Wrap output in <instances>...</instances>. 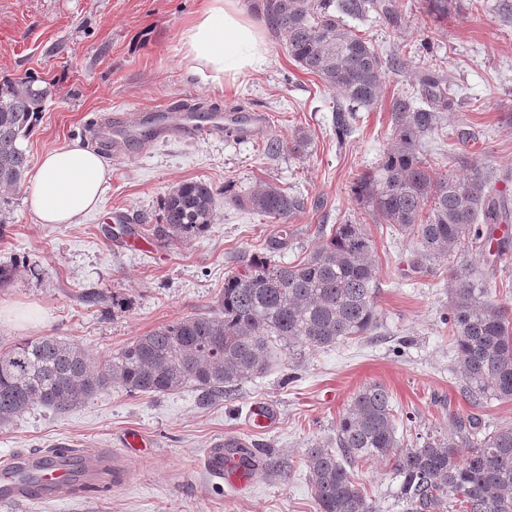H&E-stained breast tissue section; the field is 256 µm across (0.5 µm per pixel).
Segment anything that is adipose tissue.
<instances>
[{
	"instance_id": "ef3b65f1",
	"label": "adipose tissue",
	"mask_w": 512,
	"mask_h": 512,
	"mask_svg": "<svg viewBox=\"0 0 512 512\" xmlns=\"http://www.w3.org/2000/svg\"><path fill=\"white\" fill-rule=\"evenodd\" d=\"M185 59L211 82L258 71L269 49L255 24L234 0H208L207 6L181 33ZM107 166L98 153L72 144L47 152L28 194V204L43 224H74L97 209Z\"/></svg>"
}]
</instances>
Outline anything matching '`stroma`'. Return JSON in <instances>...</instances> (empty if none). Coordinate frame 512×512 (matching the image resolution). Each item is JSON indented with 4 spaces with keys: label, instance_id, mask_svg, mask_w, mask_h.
<instances>
[{
    "label": "stroma",
    "instance_id": "1",
    "mask_svg": "<svg viewBox=\"0 0 512 512\" xmlns=\"http://www.w3.org/2000/svg\"><path fill=\"white\" fill-rule=\"evenodd\" d=\"M397 21L372 14L352 21L383 55L401 53L402 70L387 73L377 105L362 111L358 130L338 143L331 115L341 97L302 71L272 32L268 61L258 72L221 85L194 73L180 35L205 0H0V78L30 74L56 85L26 140L31 162L53 149L89 145L96 116L127 113L150 125L175 103L192 112H260L255 135H172L151 146L128 142L122 160L104 155L112 171L96 211L76 224L40 223L24 202L27 185L0 188V263L17 264L0 287V340L63 336L95 361L160 326L216 309L229 271L244 270L253 254L268 252L283 234V261L305 256L320 242L319 227L360 219L350 192L353 174L372 169L391 144L390 101L419 90L416 50L429 32L442 40L432 52L470 137L450 143L447 133L427 139L423 156L438 172L460 173L454 156H472L496 187L512 191V18L498 0H448L447 14L428 0H402ZM307 135L305 152L272 155L267 143ZM217 192L215 220L197 238L174 245L148 232L165 194L185 181ZM273 183L302 196L306 207L288 225L238 205L237 196ZM361 220V219H360ZM364 222V221H363ZM379 271L376 332L242 382L235 398L203 402L187 388L157 397L109 388L63 415L33 405L0 426V466L20 453L46 448L119 449L127 430L151 444L145 455L121 458L108 491L52 506L0 503V512H317L313 479L303 462L312 443L336 435V422L353 394L378 383L396 411L408 416L407 446L447 431L450 413H465L456 356L443 318L448 270L412 267L415 239L392 226L365 221ZM123 294L128 306L90 307L88 290ZM273 411L270 428L254 426L253 403ZM236 437L270 449L279 468L255 475L247 488L212 481L200 466L205 448ZM354 472L382 512H398L388 463H358Z\"/></svg>",
    "mask_w": 512,
    "mask_h": 512
}]
</instances>
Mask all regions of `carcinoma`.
Here are the masks:
<instances>
[{"mask_svg":"<svg viewBox=\"0 0 512 512\" xmlns=\"http://www.w3.org/2000/svg\"><path fill=\"white\" fill-rule=\"evenodd\" d=\"M400 0H261L255 9L303 71L337 90L332 124L338 142L357 130L358 112L379 101L386 70L405 60L382 53L343 17L370 13L391 19ZM422 94H401L390 105L392 143L371 170L351 178L352 192L377 224L417 240V267L446 263L449 336L462 393L474 408L512 401V316L492 296V281L455 259L484 250L494 225L512 220V202L494 194L474 164L471 174L438 175L420 149L442 129L451 105L438 71L425 68ZM53 84L26 74L0 79V187L16 188L30 169L23 141L52 98ZM240 206L281 224L304 199L262 184ZM215 193L204 181L184 182L161 204L153 235L175 244L205 232L215 217ZM322 242L297 262L255 254L247 270L224 279L215 312L195 314L137 337L101 365L76 343L40 336L0 343V425L40 403L65 414L98 392L118 386L134 394L165 395L193 387L202 401L231 397L243 380L270 370L282 350L294 359L378 329L380 292L372 243L363 223L321 230ZM389 391L366 384L336 421V436L305 455L318 512H381L356 485L360 461L391 464L402 512H512V425L487 427L474 414H453L448 433L407 448ZM253 472H276L258 445L224 441Z\"/></svg>","mask_w":512,"mask_h":512,"instance_id":"obj_1","label":"carcinoma"}]
</instances>
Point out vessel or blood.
<instances>
[{
    "label": "vessel or blood",
    "mask_w": 512,
    "mask_h": 512,
    "mask_svg": "<svg viewBox=\"0 0 512 512\" xmlns=\"http://www.w3.org/2000/svg\"><path fill=\"white\" fill-rule=\"evenodd\" d=\"M101 129L104 147L117 152L132 139L152 143L170 134L187 138L201 133L223 134L224 115L220 112L200 115L170 105L159 112L152 127L135 128L127 123L122 113L116 112L106 115ZM201 465L219 479L228 476L242 484L249 478L237 459H225L224 443L220 440L206 449ZM114 466L112 451L108 448L23 453L9 466L0 468V502L58 503L68 498L74 487L103 485L106 474Z\"/></svg>",
    "instance_id": "obj_1"
}]
</instances>
